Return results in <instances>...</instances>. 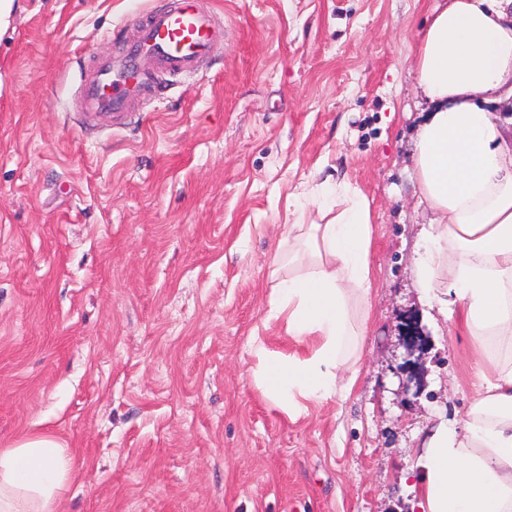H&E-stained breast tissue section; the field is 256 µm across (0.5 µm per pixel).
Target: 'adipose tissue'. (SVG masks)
Listing matches in <instances>:
<instances>
[{"instance_id":"1","label":"adipose tissue","mask_w":512,"mask_h":512,"mask_svg":"<svg viewBox=\"0 0 512 512\" xmlns=\"http://www.w3.org/2000/svg\"><path fill=\"white\" fill-rule=\"evenodd\" d=\"M414 76L435 110L414 144L431 214L420 287L474 346L476 398L464 423L442 422L416 463L421 512H512V134L476 102L512 97V0H442L415 50ZM292 224L288 260L271 272L270 318L299 354L252 337L254 380L290 418L354 384L372 288L371 209L347 183ZM291 272H284V265ZM71 458L48 434L0 451V512H52Z\"/></svg>"}]
</instances>
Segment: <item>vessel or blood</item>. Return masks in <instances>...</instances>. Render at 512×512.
<instances>
[{"instance_id":"1","label":"vessel or blood","mask_w":512,"mask_h":512,"mask_svg":"<svg viewBox=\"0 0 512 512\" xmlns=\"http://www.w3.org/2000/svg\"><path fill=\"white\" fill-rule=\"evenodd\" d=\"M215 39V19L203 0H177L154 9L147 23L137 25L126 50L95 60L81 79L79 111L88 120L128 117L153 68L172 74L192 72L209 53Z\"/></svg>"}]
</instances>
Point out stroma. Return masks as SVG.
I'll list each match as a JSON object with an SVG mask.
<instances>
[{"mask_svg":"<svg viewBox=\"0 0 512 512\" xmlns=\"http://www.w3.org/2000/svg\"><path fill=\"white\" fill-rule=\"evenodd\" d=\"M195 73L156 70L133 125L84 122L80 74L159 0H13L0 33V450L48 433L78 467L54 512H420L427 428L463 420L464 336L414 284L429 215L409 70L437 0H204ZM346 182L372 211L357 379L291 419L248 342L294 198ZM424 336L408 348L407 318Z\"/></svg>","mask_w":512,"mask_h":512,"instance_id":"35a3bbf8","label":"stroma"}]
</instances>
